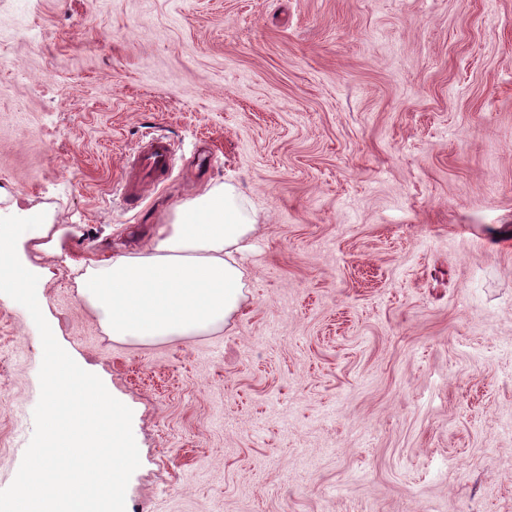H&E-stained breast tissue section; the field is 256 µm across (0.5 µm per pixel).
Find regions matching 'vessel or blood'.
<instances>
[{
	"mask_svg": "<svg viewBox=\"0 0 512 512\" xmlns=\"http://www.w3.org/2000/svg\"><path fill=\"white\" fill-rule=\"evenodd\" d=\"M175 153L168 137L144 136L126 160L128 175L122 184L125 197L137 195L141 182L158 183L172 170Z\"/></svg>",
	"mask_w": 512,
	"mask_h": 512,
	"instance_id": "b4317fda",
	"label": "vessel or blood"
}]
</instances>
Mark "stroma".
<instances>
[{
    "instance_id": "35a3bbf8",
    "label": "stroma",
    "mask_w": 512,
    "mask_h": 512,
    "mask_svg": "<svg viewBox=\"0 0 512 512\" xmlns=\"http://www.w3.org/2000/svg\"><path fill=\"white\" fill-rule=\"evenodd\" d=\"M218 185L258 224L237 312L112 340L83 263ZM39 213L41 310L133 412L126 512H512V0H0V217ZM42 355L0 294V490ZM175 153L168 137L161 134L144 136L126 160L127 175L122 181L124 197L139 196L140 183H158L172 170ZM135 173V176L131 175Z\"/></svg>"
}]
</instances>
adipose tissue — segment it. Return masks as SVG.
<instances>
[{
    "instance_id": "adipose-tissue-1",
    "label": "adipose tissue",
    "mask_w": 512,
    "mask_h": 512,
    "mask_svg": "<svg viewBox=\"0 0 512 512\" xmlns=\"http://www.w3.org/2000/svg\"><path fill=\"white\" fill-rule=\"evenodd\" d=\"M255 229L232 191L215 186L178 205L143 252H117L78 279L116 340L187 336L228 320L243 296L237 253Z\"/></svg>"
}]
</instances>
